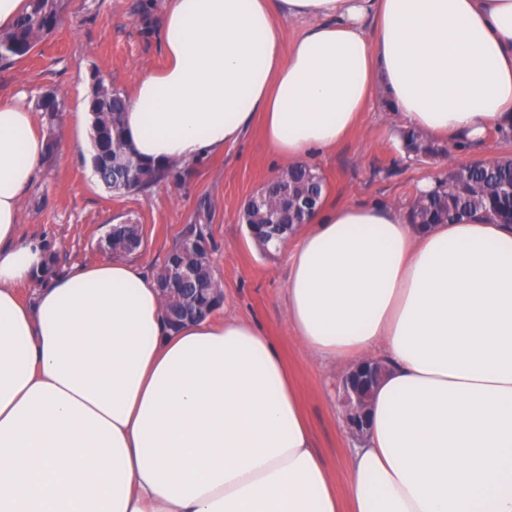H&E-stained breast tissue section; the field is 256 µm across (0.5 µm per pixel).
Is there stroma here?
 Returning a JSON list of instances; mask_svg holds the SVG:
<instances>
[{
	"mask_svg": "<svg viewBox=\"0 0 512 512\" xmlns=\"http://www.w3.org/2000/svg\"><path fill=\"white\" fill-rule=\"evenodd\" d=\"M165 6L166 0H63L54 31L26 58L0 65V99L20 95L32 107L51 92L64 103L57 127H48L42 115L34 117L41 132H54L57 146L23 194L20 233L42 239L54 271L64 273L108 256L107 230L130 219L141 225L143 236L132 259L154 273L188 225H203L228 313L271 336L297 387L315 450L337 485L345 486V463L357 441L336 397L342 370L315 361L292 335L284 308L286 256L264 253L242 219L247 199L284 170L260 127L223 154L200 157L145 193H116L100 183L90 149L79 141L93 79L128 94L141 75L163 66L156 29ZM396 129L395 115L368 110L346 140L313 158L326 179L325 203L388 201L405 211L424 179L446 174V158H406Z\"/></svg>",
	"mask_w": 512,
	"mask_h": 512,
	"instance_id": "obj_1",
	"label": "stroma"
}]
</instances>
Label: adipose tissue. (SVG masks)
I'll return each instance as SVG.
<instances>
[{
    "instance_id": "obj_1",
    "label": "adipose tissue",
    "mask_w": 512,
    "mask_h": 512,
    "mask_svg": "<svg viewBox=\"0 0 512 512\" xmlns=\"http://www.w3.org/2000/svg\"><path fill=\"white\" fill-rule=\"evenodd\" d=\"M167 2L166 65L122 115L143 160L187 164L258 123L303 163L375 104L451 145L512 125V0ZM283 18L307 23L288 46ZM46 144L24 102L0 100V512H512V224L420 231L352 200L281 244L306 351L389 368L342 493L261 327L170 328L138 264L61 276L21 239Z\"/></svg>"
}]
</instances>
